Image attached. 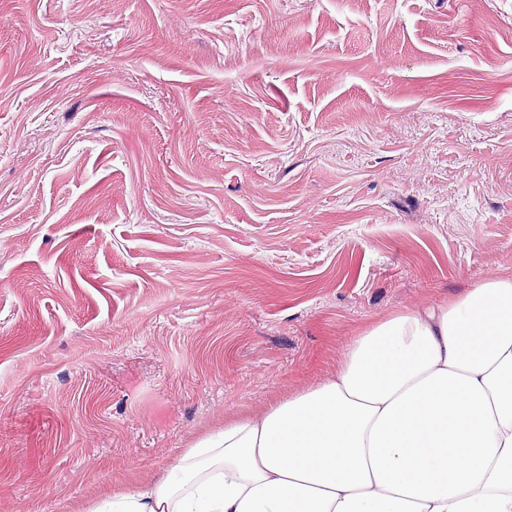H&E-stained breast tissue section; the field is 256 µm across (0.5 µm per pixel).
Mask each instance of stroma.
<instances>
[{
	"instance_id": "obj_1",
	"label": "stroma",
	"mask_w": 512,
	"mask_h": 512,
	"mask_svg": "<svg viewBox=\"0 0 512 512\" xmlns=\"http://www.w3.org/2000/svg\"><path fill=\"white\" fill-rule=\"evenodd\" d=\"M503 273L512 0H0V512Z\"/></svg>"
}]
</instances>
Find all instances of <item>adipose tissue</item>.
<instances>
[{"mask_svg":"<svg viewBox=\"0 0 512 512\" xmlns=\"http://www.w3.org/2000/svg\"><path fill=\"white\" fill-rule=\"evenodd\" d=\"M87 512H512V274L371 324L333 377Z\"/></svg>","mask_w":512,"mask_h":512,"instance_id":"ef3b65f1","label":"adipose tissue"}]
</instances>
